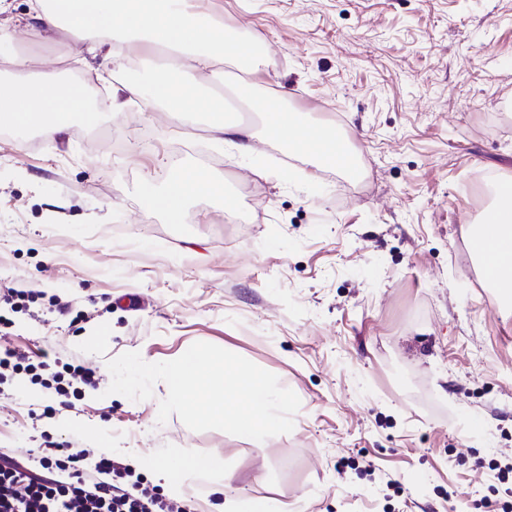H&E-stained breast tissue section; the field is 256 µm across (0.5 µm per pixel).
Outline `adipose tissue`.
I'll return each instance as SVG.
<instances>
[{"label":"adipose tissue","instance_id":"adipose-tissue-1","mask_svg":"<svg viewBox=\"0 0 512 512\" xmlns=\"http://www.w3.org/2000/svg\"><path fill=\"white\" fill-rule=\"evenodd\" d=\"M203 0H29L28 25L38 31L64 36L67 42L90 54H102L96 78L110 73L115 33H124L149 52L166 51V74L139 72L125 86L145 108L176 112L195 123L214 109L208 90L220 81L218 60L235 57L251 60L255 45L226 37L224 28L202 7ZM11 34L0 35L7 46L0 50V67L6 71L0 83V128L38 127L52 142L68 130V119L99 120L89 111L85 97L60 89L53 72L35 70L31 54L10 46ZM248 102L264 113L262 128L247 124L214 122L218 140L240 153L251 151L254 140L266 138L291 144L297 152L312 155L317 166L340 164L347 144L324 124L288 111L278 98L262 95L257 84L248 87ZM224 185L194 168L182 170L163 188L144 181L141 196L145 206H163L170 221H178L190 199L220 196ZM482 221L488 233L481 258L487 259V274L494 287L512 289V177L498 186L494 204Z\"/></svg>","mask_w":512,"mask_h":512}]
</instances>
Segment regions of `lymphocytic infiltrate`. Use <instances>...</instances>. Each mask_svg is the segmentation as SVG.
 Listing matches in <instances>:
<instances>
[{
    "mask_svg": "<svg viewBox=\"0 0 512 512\" xmlns=\"http://www.w3.org/2000/svg\"><path fill=\"white\" fill-rule=\"evenodd\" d=\"M58 470L65 478H55ZM117 470L112 459L60 444L45 449L34 466L1 455L0 512H186L141 481H108Z\"/></svg>",
    "mask_w": 512,
    "mask_h": 512,
    "instance_id": "1",
    "label": "lymphocytic infiltrate"
}]
</instances>
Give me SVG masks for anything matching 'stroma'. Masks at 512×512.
Instances as JSON below:
<instances>
[{"mask_svg":"<svg viewBox=\"0 0 512 512\" xmlns=\"http://www.w3.org/2000/svg\"><path fill=\"white\" fill-rule=\"evenodd\" d=\"M251 40L254 79L351 138L356 171L255 140L249 158L207 122L126 112L69 118L63 141L0 132V354L82 364L99 383L0 378V452L92 450L156 486L183 453L224 473L175 477L174 500L218 512H512V304L470 238L475 178L512 174V0H206ZM24 38L78 86L63 39ZM222 180L179 223L145 208L144 179ZM196 342L274 373L301 407L258 442L159 422L167 395L109 393L108 359L149 363Z\"/></svg>","mask_w":512,"mask_h":512,"instance_id":"1","label":"stroma"}]
</instances>
